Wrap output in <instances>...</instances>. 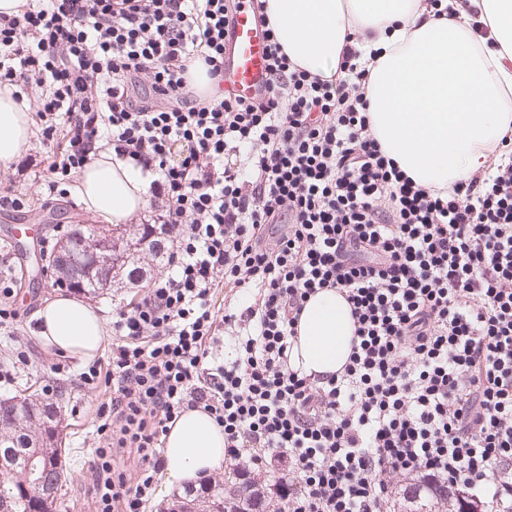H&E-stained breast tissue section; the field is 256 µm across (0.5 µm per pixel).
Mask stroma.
<instances>
[{
	"mask_svg": "<svg viewBox=\"0 0 512 512\" xmlns=\"http://www.w3.org/2000/svg\"><path fill=\"white\" fill-rule=\"evenodd\" d=\"M28 152L31 166L23 168L15 163L0 166V185L13 188L25 200L21 208L0 207V249L12 239L14 227L20 225L37 237L42 249L49 250L78 226L98 222L75 197L74 176L60 181L58 195L46 197L41 135H32ZM8 259L15 277L14 294L8 304L16 310L18 319L12 328L0 332V398L39 394L48 385L65 389L66 397L61 404L65 470L58 512H96L93 474L87 456L97 438L96 408L103 389L82 381L87 362L48 352L39 342L34 313L59 293V286L52 278L42 277L33 270L19 251H11ZM129 265L138 268L137 278L119 272L113 277L111 287L90 298L104 319H111L113 307L138 301L160 276L158 259L148 252L133 251Z\"/></svg>",
	"mask_w": 512,
	"mask_h": 512,
	"instance_id": "stroma-1",
	"label": "stroma"
}]
</instances>
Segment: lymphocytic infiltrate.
<instances>
[{
  "label": "lymphocytic infiltrate",
  "instance_id": "obj_1",
  "mask_svg": "<svg viewBox=\"0 0 512 512\" xmlns=\"http://www.w3.org/2000/svg\"><path fill=\"white\" fill-rule=\"evenodd\" d=\"M236 0H24L0 15V86L39 88L45 190L110 149L168 208L167 272L117 308L90 452L99 512H146L170 422L224 429L229 459L274 455L288 512H382L395 477L512 512V132L481 173L417 185L370 132L368 70L325 78L270 43L268 94L222 90ZM201 64L213 87L189 75ZM220 288L250 290L221 307ZM351 307L342 372L288 358L319 290ZM235 357L211 365L218 328ZM138 457L130 480L118 457Z\"/></svg>",
  "mask_w": 512,
  "mask_h": 512
}]
</instances>
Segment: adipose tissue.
Segmentation results:
<instances>
[{"instance_id":"1","label":"adipose tissue","mask_w":512,"mask_h":512,"mask_svg":"<svg viewBox=\"0 0 512 512\" xmlns=\"http://www.w3.org/2000/svg\"><path fill=\"white\" fill-rule=\"evenodd\" d=\"M488 19L494 49L477 48L467 14L433 16L415 0H266L265 17L289 58L318 74L334 73L351 33L368 56L366 93L372 134L384 153L418 185L445 188L484 169L512 129V0H472ZM0 87V165L30 145L31 116ZM141 168L105 151L86 162L76 195L111 224H124L149 203ZM46 349L93 359L104 347L103 318L88 302L61 295L39 308ZM353 318L344 297L325 289L301 311L290 365L302 374L341 372L350 354ZM224 430L200 409L183 412L165 440L168 484L183 485L224 463Z\"/></svg>"}]
</instances>
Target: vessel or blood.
Listing matches in <instances>:
<instances>
[{
	"mask_svg": "<svg viewBox=\"0 0 512 512\" xmlns=\"http://www.w3.org/2000/svg\"><path fill=\"white\" fill-rule=\"evenodd\" d=\"M269 84L266 29L258 17L255 0H240L227 35L223 85L251 99L267 94Z\"/></svg>",
	"mask_w": 512,
	"mask_h": 512,
	"instance_id": "b4317fda",
	"label": "vessel or blood"
}]
</instances>
